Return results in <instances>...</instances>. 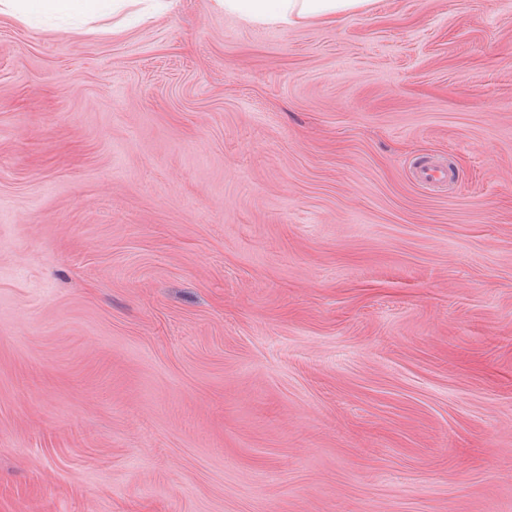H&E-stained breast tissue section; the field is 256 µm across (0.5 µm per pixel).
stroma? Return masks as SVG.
Here are the masks:
<instances>
[{
    "mask_svg": "<svg viewBox=\"0 0 512 512\" xmlns=\"http://www.w3.org/2000/svg\"><path fill=\"white\" fill-rule=\"evenodd\" d=\"M95 26L0 16V512H512V0Z\"/></svg>",
    "mask_w": 512,
    "mask_h": 512,
    "instance_id": "35a3bbf8",
    "label": "stroma"
}]
</instances>
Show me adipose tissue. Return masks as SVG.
Returning <instances> with one entry per match:
<instances>
[{
  "label": "adipose tissue",
  "instance_id": "adipose-tissue-1",
  "mask_svg": "<svg viewBox=\"0 0 512 512\" xmlns=\"http://www.w3.org/2000/svg\"><path fill=\"white\" fill-rule=\"evenodd\" d=\"M136 0H0V15L29 23L39 18H70L84 21L123 12ZM217 8L249 22L293 28L307 23L331 24L363 14L374 0H214Z\"/></svg>",
  "mask_w": 512,
  "mask_h": 512
}]
</instances>
